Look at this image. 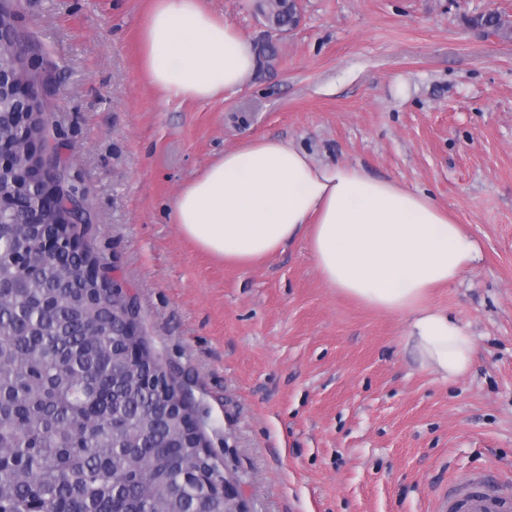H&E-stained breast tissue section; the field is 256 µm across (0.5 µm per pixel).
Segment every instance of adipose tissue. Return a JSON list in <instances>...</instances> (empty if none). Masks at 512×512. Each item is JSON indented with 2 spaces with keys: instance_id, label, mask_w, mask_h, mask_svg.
I'll use <instances>...</instances> for the list:
<instances>
[{
  "instance_id": "1",
  "label": "adipose tissue",
  "mask_w": 512,
  "mask_h": 512,
  "mask_svg": "<svg viewBox=\"0 0 512 512\" xmlns=\"http://www.w3.org/2000/svg\"><path fill=\"white\" fill-rule=\"evenodd\" d=\"M142 71L167 98L235 93L257 66L252 42L200 0H153L140 30ZM203 251L249 265L305 242L328 287L406 317L422 369L459 378L474 342L430 291L473 270L477 242L435 197L352 164H318L291 143L248 138L180 188L170 204Z\"/></svg>"
}]
</instances>
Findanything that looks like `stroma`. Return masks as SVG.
<instances>
[{
    "label": "stroma",
    "mask_w": 512,
    "mask_h": 512,
    "mask_svg": "<svg viewBox=\"0 0 512 512\" xmlns=\"http://www.w3.org/2000/svg\"><path fill=\"white\" fill-rule=\"evenodd\" d=\"M202 4L259 51L226 99L149 84L151 0L6 2L46 117L39 147L84 198L81 240L136 299L213 453L251 512H436L474 473L512 490V40L472 23L512 0H298L280 35L254 0ZM247 138L447 208L481 251L429 298L474 340L465 376L422 371L404 318L327 287L303 246L236 267L182 236L170 201Z\"/></svg>",
    "instance_id": "35a3bbf8"
}]
</instances>
